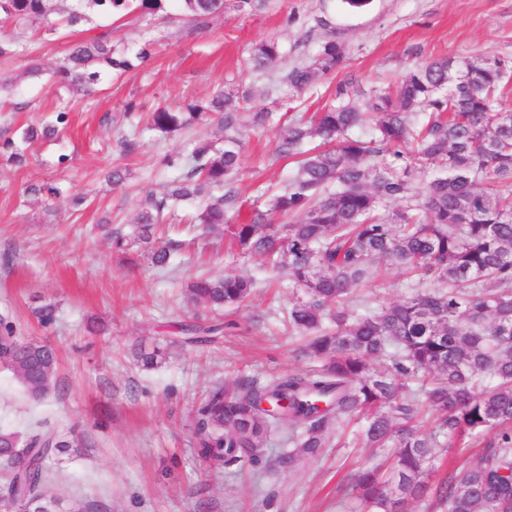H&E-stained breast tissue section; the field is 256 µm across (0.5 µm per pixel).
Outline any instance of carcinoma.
<instances>
[{
  "label": "carcinoma",
  "instance_id": "carcinoma-1",
  "mask_svg": "<svg viewBox=\"0 0 512 512\" xmlns=\"http://www.w3.org/2000/svg\"><path fill=\"white\" fill-rule=\"evenodd\" d=\"M0 0V20L15 25L63 16L68 28L91 15L156 16L169 0ZM187 33L209 28L224 12V0H177ZM154 40L128 54L103 41L71 45L57 73L84 95L96 91L107 66L122 74L153 56ZM274 40L257 44L252 67L265 70L279 58ZM346 60L342 44L326 40L310 65L295 66L283 79L303 90ZM512 68L499 59L480 62L441 58L419 65L396 90L361 94L324 107L308 120L289 123L276 152L295 167L268 208L253 209L237 224L234 237L245 250L288 269L301 290L288 309V323L310 335L305 352L318 364L268 381L244 379L237 391L214 385L197 410L194 445L210 468L256 463L261 443L274 433L289 448L275 462L292 470L299 457L316 458L354 420L355 443L392 448L383 464L360 473L355 488L364 512H405L410 499L431 496L447 512H512V109L504 91ZM216 116L224 147L195 142L186 154H166L162 167L179 171L162 195L144 190L139 200L136 241L158 269L168 266L175 244L156 237L165 213L197 200L194 223L213 227L239 203L235 178L240 166L241 116L231 94L214 93L206 105L187 112H151L150 128L170 134ZM68 112L29 126L18 139L0 143L8 161H25L24 144L51 138L67 124ZM369 127L366 134L356 130ZM439 172L427 181L423 202L416 174L429 163ZM388 201L406 206L381 212ZM289 219L286 233L274 217ZM390 258L411 273L435 280L436 291L414 290L404 300L359 314L350 308L354 289L372 274L376 261ZM243 276L196 278L187 288L192 305L215 309L238 306L252 294ZM219 326L182 328L185 342L212 341ZM160 348L138 344L134 357L154 367ZM54 350L19 336L12 321L0 318V366H23L27 394L41 400L52 390ZM434 418L422 432L417 423ZM43 420L27 439L25 457L11 444L15 433L0 431V466L11 479L9 501L18 512H55L43 484L47 461L77 452ZM481 440V456L460 464L434 484L435 449L465 448Z\"/></svg>",
  "mask_w": 512,
  "mask_h": 512
}]
</instances>
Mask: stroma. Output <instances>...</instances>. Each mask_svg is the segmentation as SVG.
<instances>
[{"instance_id":"35a3bbf8","label":"stroma","mask_w":512,"mask_h":512,"mask_svg":"<svg viewBox=\"0 0 512 512\" xmlns=\"http://www.w3.org/2000/svg\"><path fill=\"white\" fill-rule=\"evenodd\" d=\"M0 34L18 35L21 44L15 57L0 60V74L15 82L0 94V139L50 120L53 105L71 109L56 137L28 144L24 165L0 158V316L58 356L55 386L40 401L16 373L0 368V429L24 440L45 419L64 433L85 432L92 442L55 457L47 497L90 512H362L348 479L377 463L370 449L331 448L290 471L274 465L286 446L282 438L264 442L261 462L221 470L209 469L194 450L196 410L212 384L264 381L313 364L284 321L297 297L287 270L232 246L233 227L290 175L288 160L275 153L284 123L335 103L338 90L354 95L392 86L444 57L512 65V0H367L360 8L345 0H268L255 8L224 0L223 14L193 35L161 16H96L54 31L42 22L19 30L6 23ZM147 35L156 40L154 57L120 76L103 69L94 96L81 97L52 76L71 43L105 37L132 53ZM329 38L345 46L341 68L300 91L279 83L283 71L312 63ZM265 40L277 41L282 54L267 70L252 71L253 48ZM34 66L40 75H30ZM250 87L258 94L244 112L270 109L280 120L243 132L241 209L224 225L193 231L187 222L195 205H177L169 235L184 247L165 270L152 265L144 245L115 250L100 221L132 230L142 190L163 193L174 177L160 165L164 154L187 152L197 140L224 144L207 124L170 135L150 130L147 112L183 111L215 89L238 95ZM132 100L142 111L126 113ZM127 139L133 150L124 148ZM116 166L127 171L118 187L107 181ZM43 183L58 186L60 196L27 195V187ZM76 194L86 198L78 212L70 205ZM226 274L256 283L241 307L213 312L187 305L193 278ZM412 285L394 262H376L354 305L361 312L381 308L408 297ZM44 305L56 309L49 328L35 314ZM193 323L220 324L225 332L213 344H183L180 327ZM140 343L161 346L163 359L149 369L137 364L133 350Z\"/></svg>"}]
</instances>
